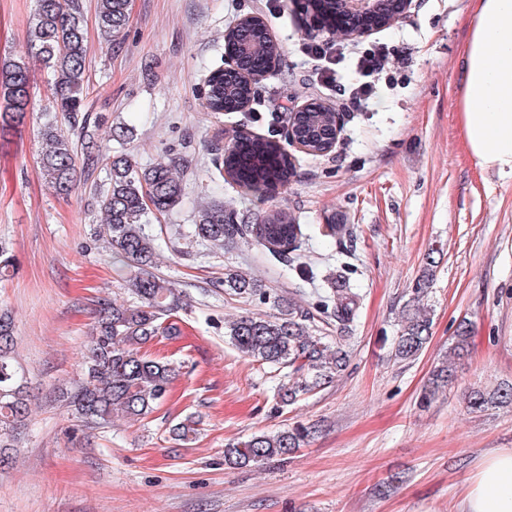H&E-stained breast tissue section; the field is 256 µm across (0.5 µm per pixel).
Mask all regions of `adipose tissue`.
Returning a JSON list of instances; mask_svg holds the SVG:
<instances>
[{
    "label": "adipose tissue",
    "instance_id": "adipose-tissue-1",
    "mask_svg": "<svg viewBox=\"0 0 512 512\" xmlns=\"http://www.w3.org/2000/svg\"><path fill=\"white\" fill-rule=\"evenodd\" d=\"M471 19L458 86L464 137L480 167L512 172V0H471ZM458 512H512V448L478 464Z\"/></svg>",
    "mask_w": 512,
    "mask_h": 512
}]
</instances>
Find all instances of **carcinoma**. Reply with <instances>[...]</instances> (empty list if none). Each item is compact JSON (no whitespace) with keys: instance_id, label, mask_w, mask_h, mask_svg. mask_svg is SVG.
<instances>
[{"instance_id":"1","label":"carcinoma","mask_w":512,"mask_h":512,"mask_svg":"<svg viewBox=\"0 0 512 512\" xmlns=\"http://www.w3.org/2000/svg\"><path fill=\"white\" fill-rule=\"evenodd\" d=\"M129 0H96L100 29L117 43L126 34ZM398 0H377L370 18L391 23L400 15ZM228 43L239 48L237 72L217 68L207 79V109L222 114L232 106L244 109L255 101L256 75L275 66L279 47L270 38L258 16L239 20L227 31ZM30 50L50 74L52 108L63 112L83 133L86 156L99 155L96 133L89 130L84 113L88 90L86 61L88 46L81 0H37L29 33ZM34 75L23 57L0 61V141L24 124L31 100L26 87ZM295 138L314 152L326 150L336 140V109L323 106L312 112L293 113ZM40 167L47 182L60 195H68L76 184V153L69 137L49 122L40 132ZM244 153L232 146L224 152L222 169L229 178L249 187H268L288 182L291 174L286 157L267 139H249ZM108 186L100 197L102 224L112 253L127 269V286L134 301L105 303L99 310L87 345L82 350L81 372L70 387L61 390V406L75 411L87 425L112 426V419H138L152 412L165 399L176 368L142 352L158 335L177 333L174 323L161 322L182 307L181 297L170 281L154 275L158 238L148 228V216L165 213L180 204L182 182L177 169L159 162L142 168L127 154L105 157ZM194 236L221 245L239 240L252 242L268 255L281 259L297 250L303 235L296 217L276 207L256 217L251 224L224 214V207L207 205L198 214ZM428 278L416 287L414 312L406 318L394 343V355L401 361L416 358L430 339L431 317L421 297ZM224 291L253 296L257 285L245 273L224 274ZM355 293L349 288H329L323 313L338 322L353 319ZM278 313L242 316L224 325V335L241 353L284 372L277 386L273 409L279 411L302 396L328 384L347 366L341 347L330 349L326 337L312 329L314 316L293 299L275 300ZM470 329L458 328L448 355L434 366L422 403L429 404L453 379L452 360L468 352ZM13 323L0 313V466L8 463L11 441L31 408L25 392V376L13 356ZM467 408L476 413L488 407L512 404V386L504 384L492 392L472 390L465 395ZM197 421L188 416L170 429L174 439L187 442L196 435ZM312 427L303 423L276 433H262L232 443L224 449V463L230 467L262 465L288 456L303 446Z\"/></svg>"}]
</instances>
